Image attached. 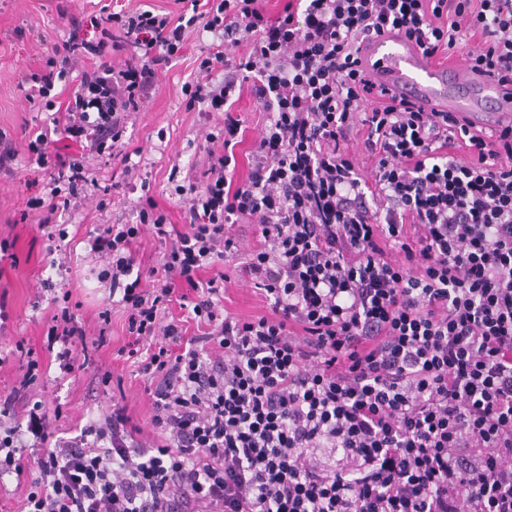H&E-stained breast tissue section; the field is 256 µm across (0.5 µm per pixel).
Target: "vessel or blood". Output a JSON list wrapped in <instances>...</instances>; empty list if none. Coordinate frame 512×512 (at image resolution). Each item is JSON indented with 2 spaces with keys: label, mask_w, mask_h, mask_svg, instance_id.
<instances>
[{
  "label": "vessel or blood",
  "mask_w": 512,
  "mask_h": 512,
  "mask_svg": "<svg viewBox=\"0 0 512 512\" xmlns=\"http://www.w3.org/2000/svg\"><path fill=\"white\" fill-rule=\"evenodd\" d=\"M362 67L377 85L437 112H458L472 124L512 122V97L492 79L466 69L445 68L405 39L383 35L364 44Z\"/></svg>",
  "instance_id": "1"
}]
</instances>
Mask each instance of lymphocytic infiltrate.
<instances>
[{"instance_id":"1","label":"lymphocytic infiltrate","mask_w":512,"mask_h":512,"mask_svg":"<svg viewBox=\"0 0 512 512\" xmlns=\"http://www.w3.org/2000/svg\"><path fill=\"white\" fill-rule=\"evenodd\" d=\"M175 2L99 16L98 39L70 37L29 76L71 141L111 143L117 190L137 188L127 116L199 29L214 40L183 91L224 121L174 189L182 223L145 194L135 223L92 244L112 258L98 278L119 296L118 354L145 380L149 424L117 398L55 437L30 395L40 362L15 343L0 477L31 475L20 512H512V127L429 111L359 60L384 34L433 60L466 43V68L512 85V0ZM243 90L265 127L241 174ZM26 148L49 176L27 206L52 254L90 179L46 133ZM146 224L161 247L147 289L133 277ZM234 224L251 225L249 251ZM233 255L269 313L225 309ZM69 299L52 298L46 329L67 374L112 317L88 339Z\"/></svg>"}]
</instances>
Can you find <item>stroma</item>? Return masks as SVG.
I'll return each mask as SVG.
<instances>
[{
  "mask_svg": "<svg viewBox=\"0 0 512 512\" xmlns=\"http://www.w3.org/2000/svg\"><path fill=\"white\" fill-rule=\"evenodd\" d=\"M58 0H0V130L20 150L13 174H0V237L13 244L11 259L0 263V292L5 293L12 315L10 331L0 338V354L8 353L17 340L41 357L46 368L45 396L50 406L61 409L56 425L60 431L74 432L76 426L97 417L111 406V397L100 383L101 371L122 377L124 398L141 423H149L151 407L144 392V380L130 362L116 352L127 341L124 317L113 311L108 343L96 351L94 367L72 374L62 373L55 353L45 345L44 328L50 315L48 300H37L42 281L72 292L77 312L88 330L97 327V313L107 302L109 290L97 279L104 263L90 250V237L101 224H123L130 220L137 195H120L108 190L112 166L107 156L90 155L86 160L97 188L89 190L75 210L61 222L77 243V262L70 270L52 267L47 245L39 227L40 213L26 207L29 197L43 195L46 177L29 164L23 149L30 131L46 121L40 103L26 97L25 77L55 44L68 39L72 27L66 15L56 10ZM211 34L192 35L189 48L158 75V91L141 112L131 113L124 139L140 148L141 171L147 172L151 192L160 205L169 209L173 222L181 214L170 198L172 170L187 172L202 165L203 135L210 126L204 113L187 109L182 86L196 67L199 50L210 43ZM224 306L243 317L267 311L260 290L234 265H227Z\"/></svg>",
  "mask_w": 512,
  "mask_h": 512,
  "instance_id": "35a3bbf8",
  "label": "stroma"
}]
</instances>
